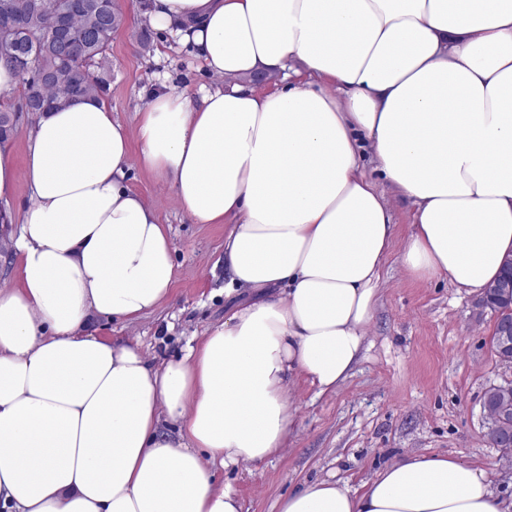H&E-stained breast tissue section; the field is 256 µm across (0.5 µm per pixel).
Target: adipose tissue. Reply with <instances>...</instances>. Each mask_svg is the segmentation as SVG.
I'll return each instance as SVG.
<instances>
[{"label":"adipose tissue","mask_w":512,"mask_h":512,"mask_svg":"<svg viewBox=\"0 0 512 512\" xmlns=\"http://www.w3.org/2000/svg\"><path fill=\"white\" fill-rule=\"evenodd\" d=\"M213 83L151 92L135 127L101 96L39 115L0 198L30 205L0 263V512H243L214 466L270 457L294 431L295 381L337 391L363 352L381 271L481 296L512 258V0H141ZM276 79L259 90V80ZM372 156L383 181L363 171ZM196 224L224 225L236 304L154 365L131 325L175 279L130 166ZM278 512H505L487 473L411 452L351 489L307 484Z\"/></svg>","instance_id":"ef3b65f1"}]
</instances>
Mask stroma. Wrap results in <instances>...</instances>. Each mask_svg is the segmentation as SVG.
<instances>
[{"label":"stroma","instance_id":"obj_1","mask_svg":"<svg viewBox=\"0 0 512 512\" xmlns=\"http://www.w3.org/2000/svg\"><path fill=\"white\" fill-rule=\"evenodd\" d=\"M121 7L124 24L93 70L113 118L131 127L152 87L163 84L193 98L211 78L188 50L145 23L133 0H121ZM128 184L155 205L169 229L173 295L133 328L99 320V335L135 337L159 364L224 320V227L193 223L174 192L139 168H131ZM396 222L378 307L351 377L321 395L297 382L289 392L297 415L287 447L261 461L215 468L216 485L234 492L243 512H278L280 498L316 480L359 488L409 452L463 456L484 469L497 494L512 504V464L488 442L482 405L490 385L512 380L491 347L496 316L447 279L409 277L398 260L410 232L405 211H398Z\"/></svg>","mask_w":512,"mask_h":512}]
</instances>
